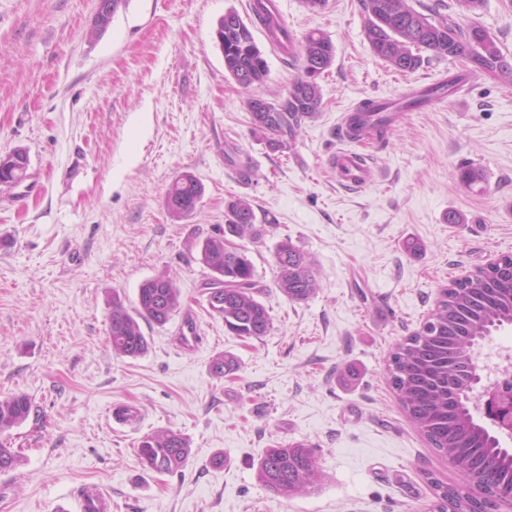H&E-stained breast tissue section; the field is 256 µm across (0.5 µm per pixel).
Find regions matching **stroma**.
<instances>
[{"label":"stroma","mask_w":512,"mask_h":512,"mask_svg":"<svg viewBox=\"0 0 512 512\" xmlns=\"http://www.w3.org/2000/svg\"><path fill=\"white\" fill-rule=\"evenodd\" d=\"M275 2L295 40L316 29L336 48L318 117L280 152L251 133L247 104L287 88L298 63L253 23L251 0H128L100 34L97 0H0V154L29 156L22 183L0 184V397L32 401L28 419L0 434L20 454L0 471V512H73L83 488L106 494V512H431L433 482L460 486L400 407L385 359L451 280L512 255V86L483 76L400 113L385 144L366 149L367 183L345 186L328 158L350 147L338 135L346 111L463 63L401 73L372 52L361 0L317 12ZM231 8L253 24L264 85L242 88L224 69L216 28ZM473 20L512 58V0H485ZM463 164L482 182L463 185ZM184 173L204 194L174 219L166 191ZM232 197L251 203L259 234L245 243L272 319L258 339L228 333L203 290L200 245L223 228ZM284 240L321 282L300 303L275 282ZM161 273L181 289V309L165 325L142 323L146 354L116 356L112 294L133 307ZM186 317L199 347L179 345ZM222 352L239 368L219 379L210 363ZM111 405L134 421L107 423ZM162 429L190 442L174 474L137 455ZM293 441L312 446L323 479L284 499L255 470L265 448Z\"/></svg>","instance_id":"35a3bbf8"}]
</instances>
